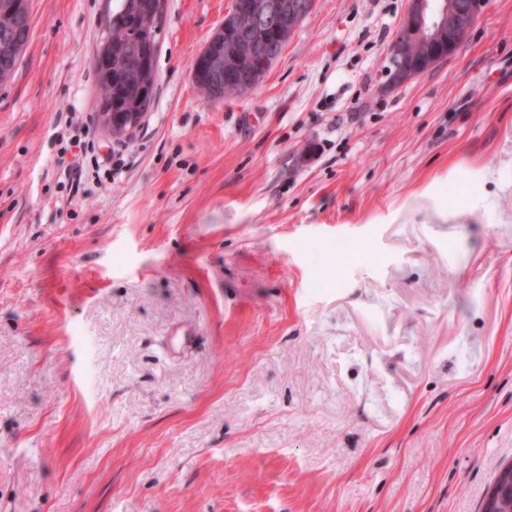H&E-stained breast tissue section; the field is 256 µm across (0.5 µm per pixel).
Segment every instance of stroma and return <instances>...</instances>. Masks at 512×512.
Listing matches in <instances>:
<instances>
[{
	"label": "stroma",
	"mask_w": 512,
	"mask_h": 512,
	"mask_svg": "<svg viewBox=\"0 0 512 512\" xmlns=\"http://www.w3.org/2000/svg\"><path fill=\"white\" fill-rule=\"evenodd\" d=\"M409 3L315 0L207 101L228 0H167L121 142L112 0H30L0 85V512H480L512 463V0L392 88Z\"/></svg>",
	"instance_id": "1"
}]
</instances>
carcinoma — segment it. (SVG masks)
I'll list each match as a JSON object with an SVG mask.
<instances>
[{"label":"carcinoma","instance_id":"obj_1","mask_svg":"<svg viewBox=\"0 0 512 512\" xmlns=\"http://www.w3.org/2000/svg\"><path fill=\"white\" fill-rule=\"evenodd\" d=\"M107 18L101 48L106 63L93 64L101 94V110L150 111L158 84L157 57L166 0H114ZM298 9L277 14L273 31L260 28L263 17L241 12L224 17L208 44L225 64L213 66L204 57L192 66V78L200 94L219 101L235 98L256 88L279 58L288 40L311 13L314 0H272ZM31 32L30 0H0V84L13 77Z\"/></svg>","mask_w":512,"mask_h":512}]
</instances>
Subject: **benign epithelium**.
I'll list each match as a JSON object with an SVG mask.
<instances>
[{"mask_svg":"<svg viewBox=\"0 0 512 512\" xmlns=\"http://www.w3.org/2000/svg\"><path fill=\"white\" fill-rule=\"evenodd\" d=\"M485 5L486 0H411L386 48V83L403 86L452 57Z\"/></svg>","mask_w":512,"mask_h":512,"instance_id":"1","label":"benign epithelium"}]
</instances>
